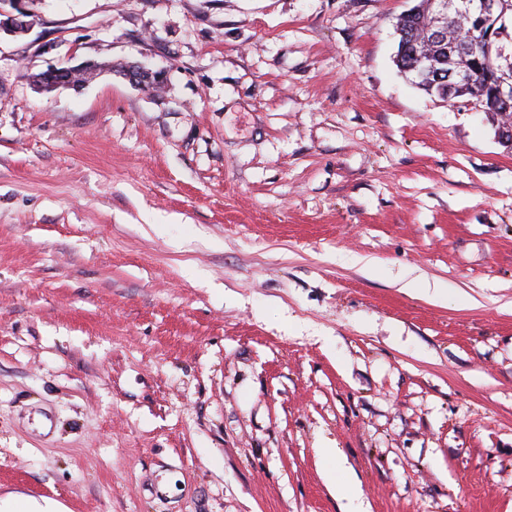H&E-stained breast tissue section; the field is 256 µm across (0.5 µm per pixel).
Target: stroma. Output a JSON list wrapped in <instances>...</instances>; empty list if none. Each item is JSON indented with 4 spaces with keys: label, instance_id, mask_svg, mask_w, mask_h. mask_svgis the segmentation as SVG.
Returning <instances> with one entry per match:
<instances>
[{
    "label": "stroma",
    "instance_id": "obj_1",
    "mask_svg": "<svg viewBox=\"0 0 512 512\" xmlns=\"http://www.w3.org/2000/svg\"><path fill=\"white\" fill-rule=\"evenodd\" d=\"M415 2L33 0L0 35L1 500L346 512L347 467L366 512H512V149L397 69ZM94 65V62L86 61L81 65L74 67L50 68L45 71L43 79L45 82L55 86L56 88L72 86L71 78L74 71L85 70L93 67Z\"/></svg>",
    "mask_w": 512,
    "mask_h": 512
}]
</instances>
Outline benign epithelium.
Segmentation results:
<instances>
[{
    "instance_id": "1",
    "label": "benign epithelium",
    "mask_w": 512,
    "mask_h": 512,
    "mask_svg": "<svg viewBox=\"0 0 512 512\" xmlns=\"http://www.w3.org/2000/svg\"><path fill=\"white\" fill-rule=\"evenodd\" d=\"M11 5L13 13L4 15L0 10V32L6 31L17 35L24 33L31 25L28 17L31 12L28 8V0H6ZM431 13L439 24L434 27H427L424 36L434 34V38L442 42H455V39L464 32L460 28L454 33H448V27L440 24V21L450 17L461 15L467 19L472 26L474 35L478 37V42L484 45L485 51L492 56L499 51L497 41L501 39L500 31L496 30L499 21L504 14L502 11V0H429ZM94 66V63L86 61L74 67H54L45 71L43 79L45 82L55 87H66L71 85L72 74L78 70H85ZM126 76L129 79L142 83L146 80L154 81L159 84L162 81V74L152 72L142 66H134L128 69ZM469 91V72L465 64L456 65L455 77L452 83L448 84V97L454 98ZM472 97L476 98L482 105H490V111L496 113L495 120L497 128L495 130L496 138L499 143L512 149V113L498 112L496 105L499 103L508 104L512 98V83H506L503 80H497L495 91L488 97L484 93L472 92Z\"/></svg>"
}]
</instances>
